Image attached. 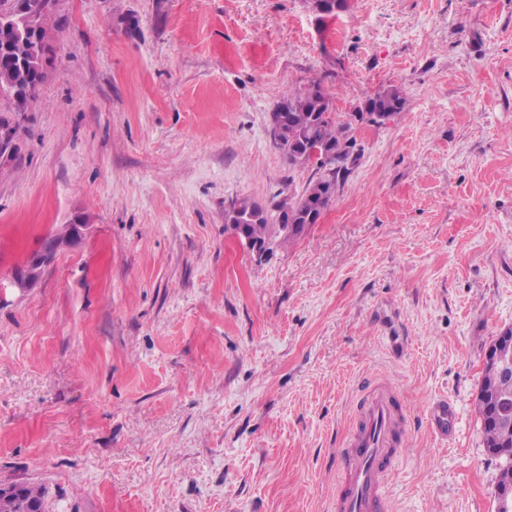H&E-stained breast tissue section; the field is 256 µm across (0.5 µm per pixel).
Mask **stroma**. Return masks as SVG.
Masks as SVG:
<instances>
[{
	"label": "stroma",
	"mask_w": 512,
	"mask_h": 512,
	"mask_svg": "<svg viewBox=\"0 0 512 512\" xmlns=\"http://www.w3.org/2000/svg\"><path fill=\"white\" fill-rule=\"evenodd\" d=\"M66 26L0 163V275L88 230L0 298V483L48 512H333L368 385L407 444L391 512H494L474 410L512 328V0H58ZM338 117L406 104L318 222L255 262L224 222L303 193L271 142L284 93ZM456 419L435 435L430 412ZM363 103L366 107L365 112H375L371 115L364 114V121L372 123L371 121L377 120V112H382V114L387 115L389 119L401 112L405 105V97L399 87L389 85L375 94L368 96ZM87 228V224L80 217H75L69 224H63L58 232L45 237L40 250L31 257L26 269L12 278L11 284L20 290L35 286L45 267L61 252L75 246ZM47 491L43 486L31 485L30 483L19 484L11 501L8 504H16L13 510L8 512H46Z\"/></svg>",
	"instance_id": "1"
}]
</instances>
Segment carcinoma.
Listing matches in <instances>:
<instances>
[{"label": "carcinoma", "mask_w": 512, "mask_h": 512, "mask_svg": "<svg viewBox=\"0 0 512 512\" xmlns=\"http://www.w3.org/2000/svg\"><path fill=\"white\" fill-rule=\"evenodd\" d=\"M56 5L57 0H0V18H10L24 6L35 10L41 18L36 40H23L11 30L0 29V37L14 40L13 54L0 55V103H4L0 112H26L36 99L39 87L47 77V71L39 62L42 41L55 40L61 29L60 20L53 19ZM364 104L368 112H381L392 117L403 110L405 97L399 87L389 85L368 96ZM275 112L283 118L288 132L281 150L292 166L298 165V158L310 140L330 151L343 145L357 146L352 122H339L334 118L331 101L319 83L288 92ZM348 173L346 166L329 168L321 160L317 163L315 178L311 179L302 196L290 202L288 214L277 216L276 222H270L260 207L239 201L232 204V212L226 214L225 223L244 225L247 237L257 244L271 239L277 246L294 242L315 223L320 212L327 209ZM499 405L512 407V382L501 381L499 363L489 359L484 363L475 409L481 420L485 447L512 453V413L498 414ZM9 504L13 505L11 512H38L40 509L44 512L47 491L43 486L21 483Z\"/></svg>", "instance_id": "carcinoma-1"}]
</instances>
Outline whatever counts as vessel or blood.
<instances>
[{"mask_svg": "<svg viewBox=\"0 0 512 512\" xmlns=\"http://www.w3.org/2000/svg\"><path fill=\"white\" fill-rule=\"evenodd\" d=\"M382 386L360 405L336 465L343 475L336 512H388L386 485L400 460L405 440L403 413Z\"/></svg>", "mask_w": 512, "mask_h": 512, "instance_id": "vessel-or-blood-1", "label": "vessel or blood"}]
</instances>
